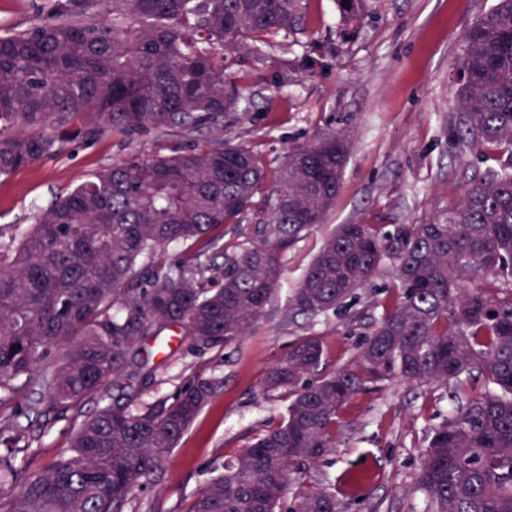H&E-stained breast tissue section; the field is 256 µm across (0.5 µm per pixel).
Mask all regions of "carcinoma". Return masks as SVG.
<instances>
[{
  "label": "carcinoma",
  "mask_w": 512,
  "mask_h": 512,
  "mask_svg": "<svg viewBox=\"0 0 512 512\" xmlns=\"http://www.w3.org/2000/svg\"><path fill=\"white\" fill-rule=\"evenodd\" d=\"M300 0H49L47 19L0 34V177L64 144L118 134L223 125L238 90L224 83V46L259 43L295 21ZM462 140L507 163L421 224H341L290 298L318 316L364 288L384 264L398 297L354 360L320 377L321 337L303 336L262 385L288 395L285 416L254 436L200 488L188 512H342L320 488L288 497L303 466L334 447L340 411L391 377L466 394L432 426L416 488L427 512H512V299L465 280H512V0L466 30L458 65ZM350 141L329 133L288 150L259 242L224 235L253 207L265 164L252 148H205L112 163L38 210L0 250V512H129L138 490L217 394L197 375L173 400L144 409L101 404L158 369L166 336L224 347L266 317L284 276L281 255L326 222ZM179 246L176 253L170 247ZM38 397L23 404L30 388ZM92 402L69 446L31 473L47 422Z\"/></svg>",
  "instance_id": "1"
}]
</instances>
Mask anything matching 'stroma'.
Segmentation results:
<instances>
[{"mask_svg": "<svg viewBox=\"0 0 512 512\" xmlns=\"http://www.w3.org/2000/svg\"><path fill=\"white\" fill-rule=\"evenodd\" d=\"M46 3L0 0V31L31 28L46 14ZM494 4L365 0L361 18L348 21L337 0H301L296 22L268 36L261 53L225 50L224 75L240 100L220 131L106 133L67 143L0 178V243L6 244L33 223L38 209L121 158L171 155L207 145L218 135L262 156L269 189L289 148L330 131L353 141L327 223L282 257L284 291L269 317L230 346L172 350L141 385L137 402L145 408L172 399L196 374L223 382L164 460L159 481L134 499L132 512H186L213 466L233 459L256 433L282 420L287 396L265 393L261 381L299 337H322L321 372L353 360L384 307L397 297L389 268L340 309L313 318L288 313V289L337 225L422 223L458 201L473 177L498 170L496 158L459 142L455 78L466 29ZM268 189L256 195L225 244L253 241L254 226L272 203ZM457 406L442 388L398 379L371 385L341 411L334 452L307 467L302 482L334 493L344 512H426V498L414 487L425 435ZM82 419L73 411L37 427L36 465L67 447Z\"/></svg>", "mask_w": 512, "mask_h": 512, "instance_id": "1", "label": "stroma"}]
</instances>
